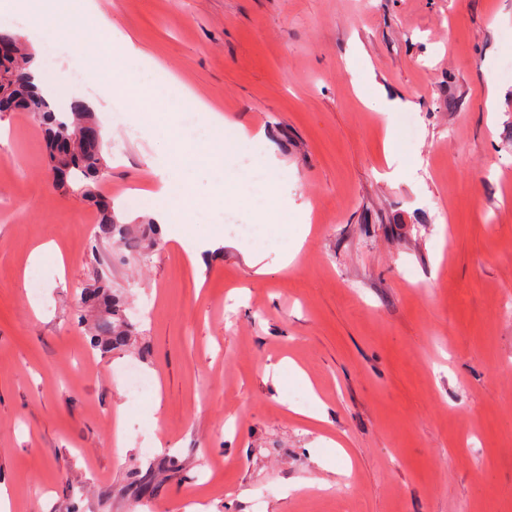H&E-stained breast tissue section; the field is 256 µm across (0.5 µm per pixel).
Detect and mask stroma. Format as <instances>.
Segmentation results:
<instances>
[{
    "label": "stroma",
    "instance_id": "1",
    "mask_svg": "<svg viewBox=\"0 0 512 512\" xmlns=\"http://www.w3.org/2000/svg\"><path fill=\"white\" fill-rule=\"evenodd\" d=\"M95 2L84 39L116 25L136 70L187 96L183 147L223 134V163L184 179L239 191L190 221L219 246L210 263L161 238L144 261L95 247L99 212L54 187L38 123L0 112L12 512H512V0ZM49 24L41 81L60 109L94 103L100 194L123 223L151 222L168 119L142 127L93 77L76 82L70 20ZM382 89L406 107L378 111ZM269 158L286 169L276 194ZM278 202L309 225L303 243L258 225ZM253 223L250 243L231 230ZM95 269L136 327L127 350L90 346ZM130 364L145 398L126 390Z\"/></svg>",
    "mask_w": 512,
    "mask_h": 512
}]
</instances>
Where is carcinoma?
<instances>
[{"label":"carcinoma","mask_w":512,"mask_h":512,"mask_svg":"<svg viewBox=\"0 0 512 512\" xmlns=\"http://www.w3.org/2000/svg\"><path fill=\"white\" fill-rule=\"evenodd\" d=\"M0 43L16 45L15 55L0 57V110L26 112L42 127L50 169L59 187L77 192L99 209L94 241H110L118 249L147 259L148 253L132 241L128 226L117 220L112 203L94 190L107 167L101 142L83 136L85 130L97 127L95 113L76 105L69 112L57 111L51 98L32 81L29 67L33 57L24 49L21 37L0 32ZM93 275L94 287L85 289L80 296L81 303L92 309L103 306L94 323L93 346L104 351L123 349L133 337L123 302L110 294L109 283L101 272L95 269Z\"/></svg>","instance_id":"obj_1"}]
</instances>
